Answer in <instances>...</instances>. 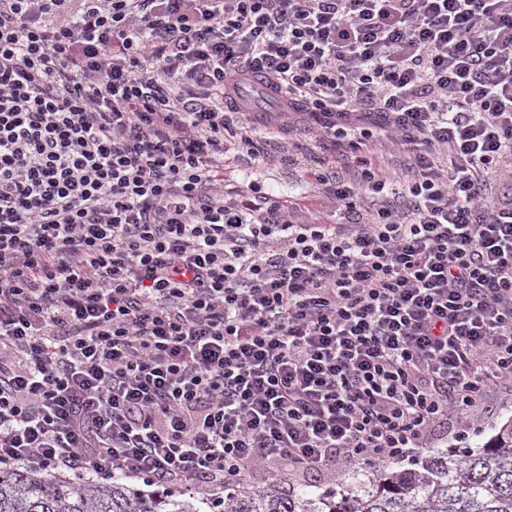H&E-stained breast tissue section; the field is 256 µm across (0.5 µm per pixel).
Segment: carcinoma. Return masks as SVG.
Wrapping results in <instances>:
<instances>
[{"instance_id":"1","label":"carcinoma","mask_w":512,"mask_h":512,"mask_svg":"<svg viewBox=\"0 0 512 512\" xmlns=\"http://www.w3.org/2000/svg\"><path fill=\"white\" fill-rule=\"evenodd\" d=\"M346 491L311 497L305 491L231 492L233 512H512V419L484 445L436 450L415 467L378 470L365 484L344 474ZM208 498L189 501L166 490L145 494L119 477L102 482L36 469L0 470V512H216Z\"/></svg>"}]
</instances>
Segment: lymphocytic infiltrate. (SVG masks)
I'll return each instance as SVG.
<instances>
[{
	"label": "lymphocytic infiltrate",
	"mask_w": 512,
	"mask_h": 512,
	"mask_svg": "<svg viewBox=\"0 0 512 512\" xmlns=\"http://www.w3.org/2000/svg\"><path fill=\"white\" fill-rule=\"evenodd\" d=\"M250 72L340 223L225 194ZM506 381L512 0H0V468L373 467Z\"/></svg>",
	"instance_id": "lymphocytic-infiltrate-1"
}]
</instances>
